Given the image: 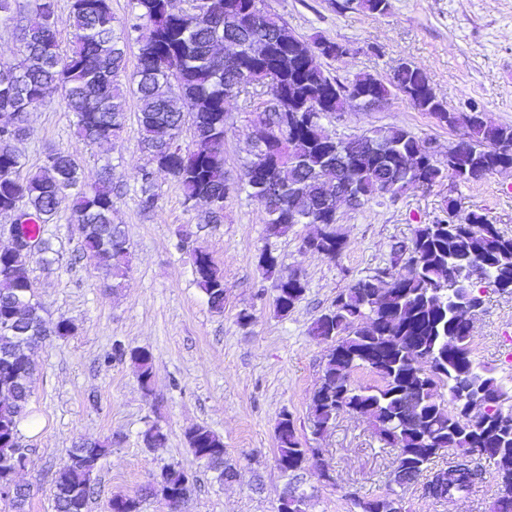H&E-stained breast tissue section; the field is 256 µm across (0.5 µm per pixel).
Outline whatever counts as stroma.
I'll use <instances>...</instances> for the list:
<instances>
[{
	"label": "stroma",
	"mask_w": 512,
	"mask_h": 512,
	"mask_svg": "<svg viewBox=\"0 0 512 512\" xmlns=\"http://www.w3.org/2000/svg\"><path fill=\"white\" fill-rule=\"evenodd\" d=\"M344 0H260L298 37L339 43L343 55L321 59L330 75L347 83L362 74L388 79L401 61L424 69L437 95L452 112L478 103L498 124L512 125V0H390L388 14L375 17ZM262 101L242 93L225 104L227 176L239 182L258 135L254 124ZM339 138L384 127H403L432 143L439 164L462 137L407 97L393 93L370 110L355 107L323 121ZM29 133L18 142L28 169L47 152L76 149L87 178L104 164L114 169L115 221L129 240V270L121 288L84 257L82 236L68 204H61L47 230L56 261L29 265L46 320H69L71 336L52 338L35 349L38 365L30 414L21 424L27 450L20 484L31 489L25 512H54L53 479L66 452L82 442L111 441L112 448L92 478L88 512H109L113 496H137L141 512H170L161 496L146 494L163 467L180 464L197 478L183 512H277L290 480L276 466L275 427L290 413L304 447L319 449L329 476L301 470L298 485L308 496L307 512H355L354 502L389 493L393 449L384 447L368 417L340 411L324 434L310 428L311 395L329 358V344L309 334L312 322L356 279L392 267L393 249L409 242L415 228L444 217L448 200L460 213L476 211L512 235V169L478 182L447 178L412 187L354 207L339 203L336 231L345 243L328 258L307 249L314 224L293 225L287 235L268 237L263 208L245 191H231L224 219L204 221L203 207L184 204L179 184L155 173L157 203L139 206V168L147 163L135 120L111 144L76 147L74 117L61 99L28 115ZM211 254L224 271V310L213 312L194 283L193 252ZM278 256L284 272L307 282L304 298L288 316L277 315L275 290L259 266L263 250ZM249 321H241V313ZM153 355L151 391H144L129 360L105 362L113 343ZM472 356L492 368L512 390V293L488 287L474 317ZM168 435L166 448H146L150 426ZM203 425L224 441L227 460L239 476L216 482L187 448L185 430ZM501 488L493 476L454 499H435L424 480L401 489L405 512H492Z\"/></svg>",
	"instance_id": "1"
}]
</instances>
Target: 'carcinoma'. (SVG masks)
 <instances>
[{"instance_id": "cac0c4a2", "label": "carcinoma", "mask_w": 512, "mask_h": 512, "mask_svg": "<svg viewBox=\"0 0 512 512\" xmlns=\"http://www.w3.org/2000/svg\"><path fill=\"white\" fill-rule=\"evenodd\" d=\"M148 34L136 38L137 63L128 82L119 80L127 68L132 25L117 29L111 0H70L73 40L62 49L57 32V0H32L26 25L20 30L21 57L0 70V112L16 113L0 126V216L18 225L22 235L39 244L31 254L0 251V325L13 332L0 334V485L16 483V465L26 455L19 440V425L28 415L36 365L30 351L48 336L66 338L74 328L67 320L47 324L44 306L33 291L28 264L54 261V249L45 237L60 204L71 200L72 214L83 235L86 257L113 280H123L129 269L127 239L114 222V172L102 166L92 183L85 180L76 154L52 150L43 165L24 172L26 161L15 142L26 137L27 115L61 96L75 118V135L84 146L108 143L127 122L129 101L137 104V134L149 155L162 159L164 171L183 191L184 203L208 205V221L221 222L224 199L231 184L224 171V100L260 86L269 99L257 119L280 133L271 151L254 148L244 164L243 184L248 196L267 215L266 232L281 237L294 224L320 208L334 186L326 167L341 163L338 180L353 187L361 206L376 195H397L410 187L432 186L451 177L463 183L480 181L512 160V126L497 124L487 113L472 107L467 113L448 111L427 73L412 62L396 66L387 81L370 74L343 84L316 63L319 56L344 53L336 42L319 38L309 43L280 18L262 10L258 0H187L177 13L166 10V0H130ZM357 7L372 16H384L389 0H357ZM224 42L240 53L224 58L215 49ZM407 96L421 112L450 127L465 129L464 144L473 172L463 174L440 165L430 147L402 127L379 128L369 134L341 139L330 134L323 117L343 112L350 102L373 108L393 92ZM194 127V147L184 150L180 137L186 122ZM140 207L154 208L157 193L153 172H139ZM451 216L419 225L400 255L410 265V277L390 281L394 273L381 271L361 278L336 295L328 309L312 323L309 334L331 342L342 355L330 358L311 398L310 423L322 434L344 407L365 411L380 440L397 449V467L409 466L422 474L431 464L429 436L434 446L461 455L448 469L435 471L427 482L430 496L464 495L485 479L486 470L471 464L492 459L494 478L501 491L512 496V394L503 389L492 371L472 359V337L461 336L457 314L441 304L448 297L445 280L449 266L466 271L474 261L487 260L496 270L491 283L512 290V236L502 233L485 215H459L448 201ZM331 225L314 251L338 256L344 242L336 233V215L326 214ZM259 265L274 279L275 308L286 316L306 293L307 283L296 272H282L277 255L260 254ZM195 282L209 307L224 311V273L204 251L193 253ZM425 354L430 361L418 364ZM113 357L129 358L139 383L151 392L152 353L144 348L118 345ZM368 369L380 378L377 385L354 383L351 374ZM470 385L490 398L485 428L477 431L462 423L465 402L460 391ZM447 388L448 398L440 389ZM194 458L215 473L218 482L236 479L237 469L225 459L223 439L203 425L184 432ZM275 462L283 473H295L309 462L329 475L318 449L305 448L291 414H281L276 426ZM145 447L166 446L167 434L158 426L142 433ZM112 442L83 443L67 451L56 472L54 512H86L90 483ZM195 488L194 476L178 464L160 474L154 494L169 491L186 503ZM395 493L358 499L359 512H390ZM112 512H140V499L116 495Z\"/></svg>"}]
</instances>
